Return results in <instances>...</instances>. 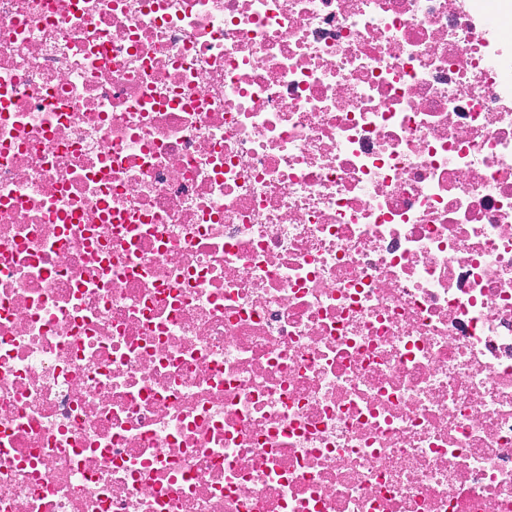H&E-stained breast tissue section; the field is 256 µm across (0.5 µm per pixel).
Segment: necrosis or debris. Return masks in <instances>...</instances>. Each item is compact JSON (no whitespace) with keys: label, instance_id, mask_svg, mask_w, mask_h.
Returning <instances> with one entry per match:
<instances>
[{"label":"necrosis or debris","instance_id":"obj_1","mask_svg":"<svg viewBox=\"0 0 512 512\" xmlns=\"http://www.w3.org/2000/svg\"><path fill=\"white\" fill-rule=\"evenodd\" d=\"M512 0H0V512H512Z\"/></svg>","mask_w":512,"mask_h":512}]
</instances>
